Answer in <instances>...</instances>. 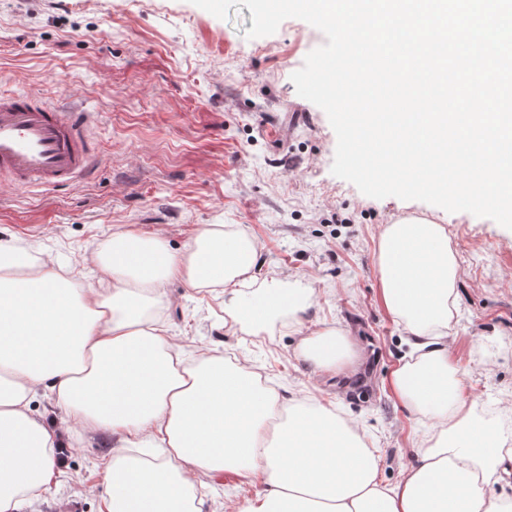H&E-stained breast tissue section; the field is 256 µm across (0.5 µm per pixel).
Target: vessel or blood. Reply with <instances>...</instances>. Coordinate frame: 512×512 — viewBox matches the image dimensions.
Returning <instances> with one entry per match:
<instances>
[{
  "instance_id": "1",
  "label": "vessel or blood",
  "mask_w": 512,
  "mask_h": 512,
  "mask_svg": "<svg viewBox=\"0 0 512 512\" xmlns=\"http://www.w3.org/2000/svg\"><path fill=\"white\" fill-rule=\"evenodd\" d=\"M88 111L49 105L26 92L0 93V176L17 187L56 190L95 169Z\"/></svg>"
}]
</instances>
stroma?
Listing matches in <instances>:
<instances>
[{"label": "stroma", "instance_id": "stroma-1", "mask_svg": "<svg viewBox=\"0 0 512 512\" xmlns=\"http://www.w3.org/2000/svg\"><path fill=\"white\" fill-rule=\"evenodd\" d=\"M250 10L220 19L191 0H0V90L93 111L94 174L48 192L0 182V241L55 258L77 287L98 285L92 257L118 227L162 234L181 249L203 224H233L261 247L256 277L312 283L308 326L344 327L362 354L358 380L320 373L275 323L256 336L224 322L219 292L166 285L168 327L190 349L245 357L285 398L310 396L354 423L379 457L383 483L418 466L429 420L390 389L411 346L380 296L377 248L386 225L445 226L460 263L450 359L476 413L512 427V230L421 201L374 199L331 172L336 135L291 81L324 34L289 18L250 39ZM109 432L65 441L56 486L21 512H103ZM203 512L264 493L232 472L200 478Z\"/></svg>", "mask_w": 512, "mask_h": 512}]
</instances>
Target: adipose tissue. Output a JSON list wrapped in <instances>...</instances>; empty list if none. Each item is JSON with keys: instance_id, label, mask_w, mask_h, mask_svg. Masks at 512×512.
I'll list each match as a JSON object with an SVG mask.
<instances>
[{"instance_id": "adipose-tissue-1", "label": "adipose tissue", "mask_w": 512, "mask_h": 512, "mask_svg": "<svg viewBox=\"0 0 512 512\" xmlns=\"http://www.w3.org/2000/svg\"><path fill=\"white\" fill-rule=\"evenodd\" d=\"M258 243L231 224L202 225L181 250L121 228L97 253L109 282L76 288L55 260L0 243V512L53 486L64 445L34 413L50 384L82 430L116 438L104 473L106 512H203L199 474L257 477L266 492L232 512H512V432L477 416L448 352L459 263L443 225L401 220L378 246L387 310L414 349L395 393L432 423L420 464L395 485L335 410L284 401L245 362L186 354L168 334L165 285L224 294V313L252 333L278 316L298 324L315 290L301 278L257 281ZM297 353L316 370L356 374L343 328L306 332ZM150 449L147 457L137 456Z\"/></svg>"}]
</instances>
